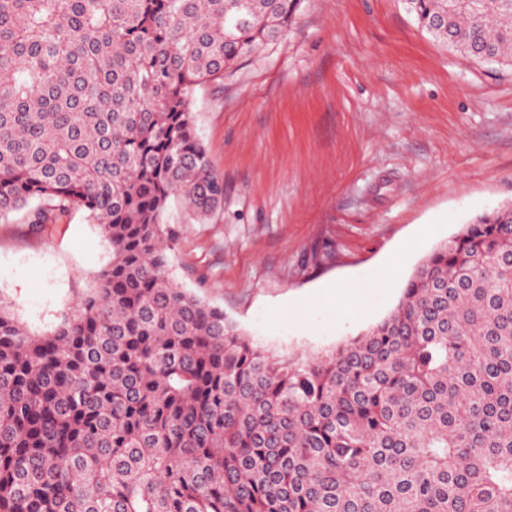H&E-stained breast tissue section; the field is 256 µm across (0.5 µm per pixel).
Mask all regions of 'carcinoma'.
<instances>
[{"label": "carcinoma", "mask_w": 512, "mask_h": 512, "mask_svg": "<svg viewBox=\"0 0 512 512\" xmlns=\"http://www.w3.org/2000/svg\"><path fill=\"white\" fill-rule=\"evenodd\" d=\"M404 2L469 55L512 58L506 0ZM296 6L0 0V219L77 208L112 246L47 333L0 298V512H512L511 203L316 357L263 348L170 277L171 201L224 204L194 91Z\"/></svg>", "instance_id": "carcinoma-1"}]
</instances>
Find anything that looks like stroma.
<instances>
[{"label":"stroma","instance_id":"1","mask_svg":"<svg viewBox=\"0 0 512 512\" xmlns=\"http://www.w3.org/2000/svg\"><path fill=\"white\" fill-rule=\"evenodd\" d=\"M192 108L224 204L200 220L171 203L170 276L278 353L356 337L435 247L512 203V61L451 48L404 0H300ZM111 259L83 211L0 221V296L34 332Z\"/></svg>","mask_w":512,"mask_h":512}]
</instances>
